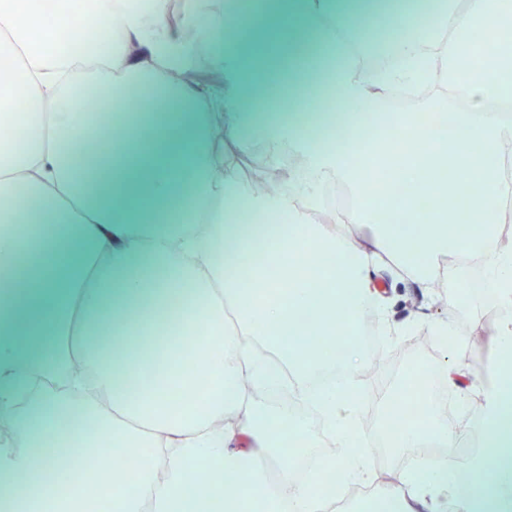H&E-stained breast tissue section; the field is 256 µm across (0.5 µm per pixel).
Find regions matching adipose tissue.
Returning <instances> with one entry per match:
<instances>
[{"instance_id":"1","label":"adipose tissue","mask_w":512,"mask_h":512,"mask_svg":"<svg viewBox=\"0 0 512 512\" xmlns=\"http://www.w3.org/2000/svg\"><path fill=\"white\" fill-rule=\"evenodd\" d=\"M105 53L49 51L54 30H71L59 13L54 28L25 0H0V55L10 56L26 95L0 83V112L21 119L22 141L0 138V271L11 286L0 305V417L13 427L0 446V512H86L88 488L116 460L132 464L114 484L109 512H187L225 487L244 500L263 495L270 512H330L318 480L298 482L286 470L300 425L287 407H265L254 393L279 370L300 379L325 366L316 346L299 341L301 316L341 335L332 385L302 390L322 416L337 449L339 497L372 477L355 447V403L363 349L354 337L380 296L386 265L422 284L447 259L450 287L463 288L461 256L478 260L486 288L504 311L491 340L498 355L483 385L484 409L473 431L448 428V409L415 372L407 389L421 424L389 434L390 447L443 448L476 442L495 466L461 468L455 456L404 471L371 499L368 512H512V250L496 228L512 176L501 164L512 142V72L479 54L469 40L498 39L512 0H446L431 53L419 49L416 7L385 14L382 43L395 59L382 72L362 67L367 39L350 14L369 0H254L238 35H230L233 0H93ZM201 29L191 44L181 29ZM207 51L213 79L171 82ZM468 53L471 71L448 83V59ZM282 82L280 111L252 104L261 83ZM433 84L464 98L451 113L458 137L446 153L403 149L405 133L428 135L423 112L389 113L396 85ZM117 107L115 124L76 122L89 91ZM335 112L311 133L304 112L325 91ZM139 108L124 112L130 95ZM224 123V139L211 136ZM262 143L268 179L301 187L318 206L320 190L341 182L355 205L332 223L296 208L291 196L264 195L237 182L241 154ZM395 144L391 166L427 192L419 173L447 167L452 177L430 210L413 196L378 194L372 175L380 145ZM304 169L284 167L285 152ZM359 225L363 243L344 234ZM264 249L262 262L239 270L243 253ZM85 365L91 381L69 368ZM108 453H101L99 440ZM281 467L278 487L270 467Z\"/></svg>"}]
</instances>
